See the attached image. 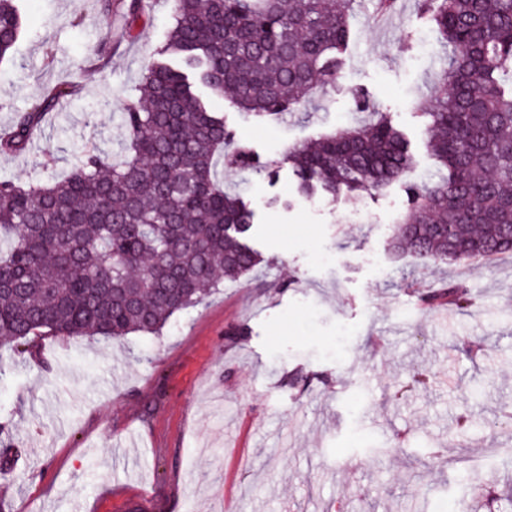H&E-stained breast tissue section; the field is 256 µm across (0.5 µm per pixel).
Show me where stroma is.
<instances>
[{
    "instance_id": "35a3bbf8",
    "label": "stroma",
    "mask_w": 512,
    "mask_h": 512,
    "mask_svg": "<svg viewBox=\"0 0 512 512\" xmlns=\"http://www.w3.org/2000/svg\"><path fill=\"white\" fill-rule=\"evenodd\" d=\"M105 0H17L23 33L0 61V130L52 85L79 98L47 116L0 177H65L85 147L120 152L119 114L163 60L172 0L99 25ZM334 86L279 118L214 100L268 164L224 169L254 212L261 262L176 314L158 336H39L0 346V512H466L467 470L512 492V254L434 264L393 251L405 182L435 179L423 115L446 66L416 0L388 17L356 0ZM111 48L106 67L86 57ZM364 95L406 136L404 182L334 202L298 193L289 145L358 122ZM464 284L469 310H422ZM483 338L470 360L455 349ZM425 387L401 400L413 371ZM468 415L470 425L456 420ZM464 290L459 285H445L441 288L433 289L420 298L424 308H433L439 305L464 307L468 302L463 300Z\"/></svg>"
}]
</instances>
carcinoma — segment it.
I'll use <instances>...</instances> for the list:
<instances>
[{
	"label": "carcinoma",
	"mask_w": 512,
	"mask_h": 512,
	"mask_svg": "<svg viewBox=\"0 0 512 512\" xmlns=\"http://www.w3.org/2000/svg\"><path fill=\"white\" fill-rule=\"evenodd\" d=\"M355 0H173L167 62L146 66L138 101L120 113L118 155L86 148L61 180H0V345L44 333L118 341L157 335L259 263L248 244L253 211L224 190L219 168L262 167L232 141L204 93L267 116L298 109L308 92L336 82ZM441 37L448 68L432 92L428 147L442 174L406 185L407 213L393 248L434 262L512 252V0H418ZM22 30L16 0H0V60ZM77 95L60 84L0 137L23 154L44 118ZM288 149L309 192L333 199L380 190L412 165L404 135L383 112ZM459 285L420 298L426 308L464 307Z\"/></svg>",
	"instance_id": "carcinoma-1"
}]
</instances>
